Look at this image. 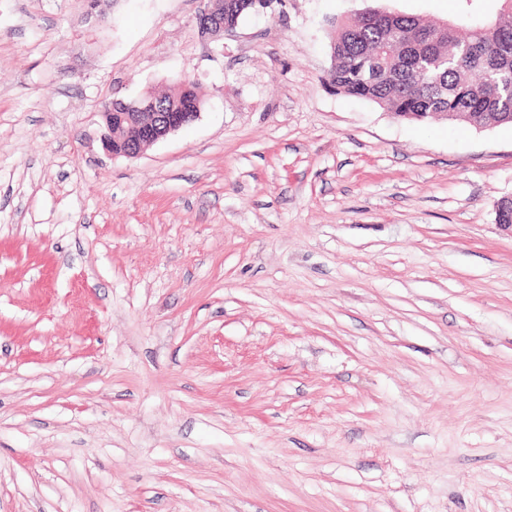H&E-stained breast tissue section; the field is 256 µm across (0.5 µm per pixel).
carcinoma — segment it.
Here are the masks:
<instances>
[{"mask_svg":"<svg viewBox=\"0 0 512 512\" xmlns=\"http://www.w3.org/2000/svg\"><path fill=\"white\" fill-rule=\"evenodd\" d=\"M501 2L495 19L471 18L464 29L379 9L334 24L328 80L336 91L403 118L421 112L471 127L512 123V0ZM258 8L255 0H224V23L236 25ZM160 95L177 110L201 111L193 84ZM112 111L118 138L138 108L127 100Z\"/></svg>","mask_w":512,"mask_h":512,"instance_id":"obj_1","label":"carcinoma"}]
</instances>
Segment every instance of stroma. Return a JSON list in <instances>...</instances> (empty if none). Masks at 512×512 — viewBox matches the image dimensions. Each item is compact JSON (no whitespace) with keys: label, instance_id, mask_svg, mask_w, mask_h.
Wrapping results in <instances>:
<instances>
[{"label":"stroma","instance_id":"1","mask_svg":"<svg viewBox=\"0 0 512 512\" xmlns=\"http://www.w3.org/2000/svg\"><path fill=\"white\" fill-rule=\"evenodd\" d=\"M202 7L0 0V512H512V126L327 81L328 18L499 0ZM196 17L195 28L201 38H218L233 32L239 20L261 6L255 0H204ZM227 24V25H224ZM188 81H180L175 86L186 85ZM162 95L173 108H168L162 104L157 95L153 91L148 90L137 99L139 107L147 112L141 111L136 107L133 100H124L125 104L117 102L112 107V101L107 105L112 110L102 112L103 117L106 119L107 132L103 133V145L108 152H112L111 142L112 137H120L122 135V128L128 127V117L133 112L136 115L145 114L146 121L142 127V131L137 138L128 142V146L124 151L113 153L112 156H124L127 158L138 157L145 147L156 143L157 141L174 134L183 127L184 116L183 112H175L176 110L193 113V121L196 120L201 111L202 100L198 96L195 85H187L185 87H169L168 89L157 92ZM175 108V109H174ZM116 112V114H113ZM112 115L111 125L107 122V117ZM118 129V130H117Z\"/></svg>","mask_w":512,"mask_h":512}]
</instances>
